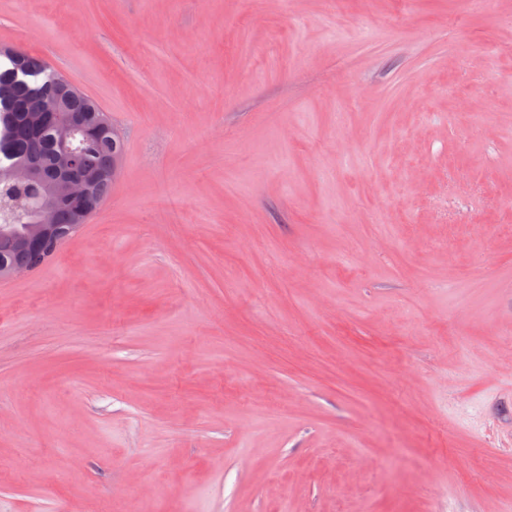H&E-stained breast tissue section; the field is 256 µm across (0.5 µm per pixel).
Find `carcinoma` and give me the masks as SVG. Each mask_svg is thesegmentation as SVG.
<instances>
[{
    "mask_svg": "<svg viewBox=\"0 0 512 512\" xmlns=\"http://www.w3.org/2000/svg\"><path fill=\"white\" fill-rule=\"evenodd\" d=\"M71 93L61 98L66 112L77 113L98 128L94 137L80 132L64 133L66 142L75 148L82 168L96 175L90 184L92 197L104 200L112 190V179L102 173L112 167L114 159L122 157L124 136L115 131L114 124L87 95L57 73L46 61L22 49L0 46V225L32 223L33 208L42 199L40 183L17 180L9 170L15 166L47 171L54 165L59 138L54 130L36 135L31 126L19 116L21 112L37 114L58 98L63 86ZM55 223L66 228L76 223L68 200H63L55 213ZM60 245L46 243L37 249L23 247L9 232H0V265H30L37 268L52 259Z\"/></svg>",
    "mask_w": 512,
    "mask_h": 512,
    "instance_id": "carcinoma-1",
    "label": "carcinoma"
}]
</instances>
